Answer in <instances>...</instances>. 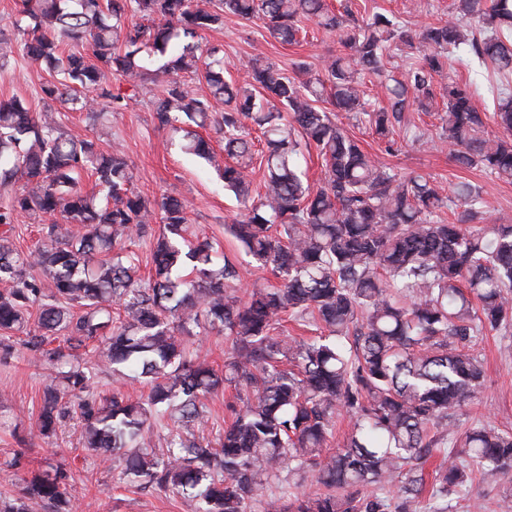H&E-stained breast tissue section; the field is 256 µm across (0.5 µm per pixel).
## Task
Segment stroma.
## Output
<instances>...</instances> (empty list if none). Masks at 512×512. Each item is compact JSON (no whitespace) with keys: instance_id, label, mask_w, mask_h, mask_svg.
Returning <instances> with one entry per match:
<instances>
[{"instance_id":"stroma-1","label":"stroma","mask_w":512,"mask_h":512,"mask_svg":"<svg viewBox=\"0 0 512 512\" xmlns=\"http://www.w3.org/2000/svg\"><path fill=\"white\" fill-rule=\"evenodd\" d=\"M416 2L350 0L356 18H365L375 11L387 12L400 17L414 30L448 16L450 0H424L421 8ZM25 23L15 0H0V40L8 48L6 58L0 60V99H23L38 113L64 112L63 128L67 134L94 140L100 151L117 153L127 160L135 190L149 198L165 194L187 200L191 205V224L199 232L219 239L225 253L237 265L242 287L272 284L270 273L239 251L224 234L225 224L239 215L233 194L225 190L212 167L180 151L181 132L159 127L154 102L165 76H109L106 89L122 94L127 101L126 109L113 114L111 119L93 121L83 110L62 111L60 104L41 100L40 87L48 75L19 49L18 28ZM304 28V41L287 46L271 38L258 21L228 13L223 25L201 32L199 41L202 47L221 49L225 77L230 81L244 79L242 65L254 55L266 57L292 77L302 65L316 74L325 60L342 53L343 48L337 35L325 32L313 22H305ZM445 109L438 99L431 112L414 108L405 112L404 126L418 128L422 136L413 141L397 135L390 153L364 126L348 119L343 126L381 162L400 172L431 176L439 182L443 193H451L459 182L471 183L486 202L488 221L512 222V183L478 169L457 168L448 150L440 146V117ZM508 344H512V335L502 332L487 333L479 340L477 347L484 355V386L473 402L458 412L456 422L486 420L512 430V353L504 350ZM47 374V364L36 360L19 337H11L7 345H0V507H17L24 502L25 481L31 471L60 466L68 474V489L75 499L76 512H188L181 496L127 484L111 465L102 463L83 447L78 421H71L55 436L39 437L35 422Z\"/></svg>"}]
</instances>
